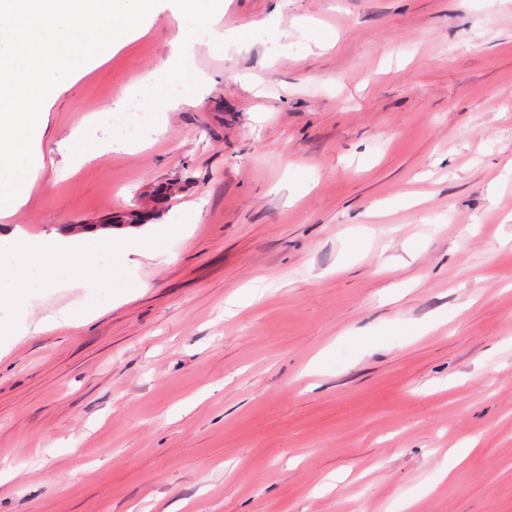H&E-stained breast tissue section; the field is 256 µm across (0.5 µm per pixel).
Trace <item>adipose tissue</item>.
Wrapping results in <instances>:
<instances>
[{
	"label": "adipose tissue",
	"instance_id": "ef3b65f1",
	"mask_svg": "<svg viewBox=\"0 0 512 512\" xmlns=\"http://www.w3.org/2000/svg\"><path fill=\"white\" fill-rule=\"evenodd\" d=\"M166 7L176 33L171 40L173 56L163 78L169 102L184 103L188 97L180 86L190 71L197 44L220 46L224 41L242 38L243 33L236 28L218 30L213 0H166ZM102 118L99 112L83 116L71 129L68 144L75 162H85L104 148L130 153L138 150L135 138L119 132L110 142L95 141L91 128ZM188 231V225L180 221L147 224L121 234L89 229L32 235L18 226L0 227V346L17 336L86 322L102 307L128 297L142 285L129 264L130 255L152 259L168 256L171 240ZM74 283L86 289L83 301L39 320L31 319L30 296Z\"/></svg>",
	"mask_w": 512,
	"mask_h": 512
}]
</instances>
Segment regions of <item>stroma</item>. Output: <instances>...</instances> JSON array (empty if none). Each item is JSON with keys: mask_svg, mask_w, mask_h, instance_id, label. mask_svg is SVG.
Segmentation results:
<instances>
[{"mask_svg": "<svg viewBox=\"0 0 512 512\" xmlns=\"http://www.w3.org/2000/svg\"><path fill=\"white\" fill-rule=\"evenodd\" d=\"M223 5L248 40L199 46L141 150L57 173L169 61L161 2L45 114L9 225L198 219L128 298L0 348V512H512V0ZM477 440H471L466 446H461L460 448H449L448 454L446 457L445 464L439 469L435 483H440L445 479H450L453 470L461 464L467 456L476 450Z\"/></svg>", "mask_w": 512, "mask_h": 512, "instance_id": "obj_1", "label": "stroma"}]
</instances>
